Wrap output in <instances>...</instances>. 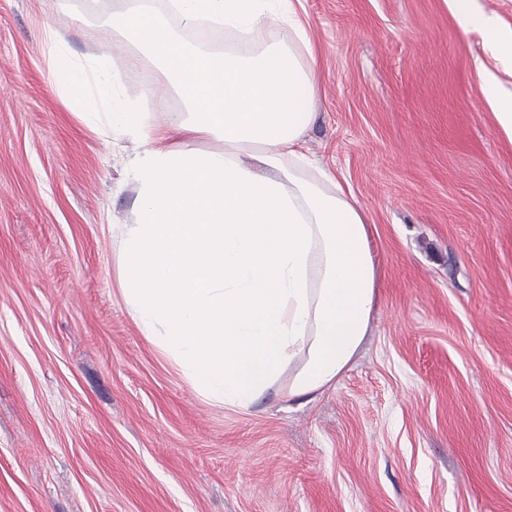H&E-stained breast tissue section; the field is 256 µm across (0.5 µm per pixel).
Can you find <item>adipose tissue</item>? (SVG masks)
I'll use <instances>...</instances> for the list:
<instances>
[{"label": "adipose tissue", "mask_w": 512, "mask_h": 512, "mask_svg": "<svg viewBox=\"0 0 512 512\" xmlns=\"http://www.w3.org/2000/svg\"><path fill=\"white\" fill-rule=\"evenodd\" d=\"M174 0L184 25L213 18L262 40L288 25L292 43L239 57L186 45L153 0L113 14L163 65L187 111L138 110L112 58L83 63L48 37L54 82L78 114L113 140L141 146L129 161L138 193L118 263L123 300L143 335L209 402L241 409L282 385L289 396L335 385L358 353L376 303V265L354 197L302 151L316 70L294 0ZM463 33L479 32L512 66V32L448 0ZM207 138L220 150L199 148ZM295 366L286 375L287 366Z\"/></svg>", "instance_id": "obj_1"}]
</instances>
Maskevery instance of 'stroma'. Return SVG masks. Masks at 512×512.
I'll return each mask as SVG.
<instances>
[{"mask_svg":"<svg viewBox=\"0 0 512 512\" xmlns=\"http://www.w3.org/2000/svg\"><path fill=\"white\" fill-rule=\"evenodd\" d=\"M128 0H0V512H512V139L474 68L512 69L448 0H301L305 151L363 209L369 334L335 387L206 401L141 333L117 260L136 142L70 111L45 44L117 55L141 107L159 64Z\"/></svg>","mask_w":512,"mask_h":512,"instance_id":"35a3bbf8","label":"stroma"}]
</instances>
